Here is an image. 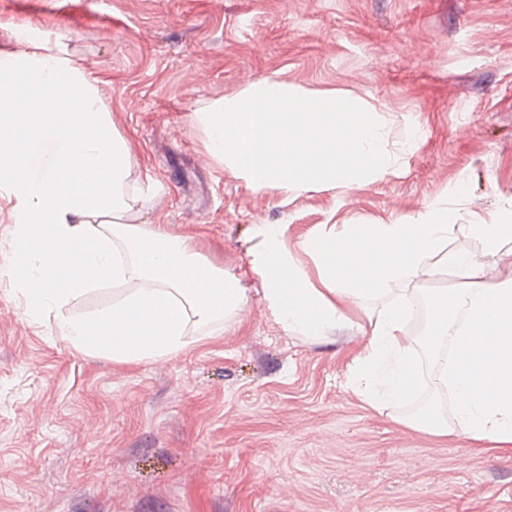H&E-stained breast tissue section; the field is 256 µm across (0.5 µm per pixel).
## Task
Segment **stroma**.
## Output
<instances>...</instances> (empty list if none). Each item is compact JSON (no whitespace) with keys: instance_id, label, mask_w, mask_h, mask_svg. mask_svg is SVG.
Wrapping results in <instances>:
<instances>
[{"instance_id":"obj_1","label":"stroma","mask_w":512,"mask_h":512,"mask_svg":"<svg viewBox=\"0 0 512 512\" xmlns=\"http://www.w3.org/2000/svg\"><path fill=\"white\" fill-rule=\"evenodd\" d=\"M51 32L89 66L134 216L193 240L251 290L243 317L193 328L177 356L126 363L75 349L30 315L9 278L15 200L0 191V512H512V457L402 425L448 391L440 360L399 408L347 383L362 310L323 336L285 334L251 261L264 233L290 248L322 225L392 224L447 209L450 247L512 209V0H0V52ZM276 78L376 112L398 162L344 189L255 191L213 161L203 102Z\"/></svg>"}]
</instances>
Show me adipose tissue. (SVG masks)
Masks as SVG:
<instances>
[{
	"mask_svg": "<svg viewBox=\"0 0 512 512\" xmlns=\"http://www.w3.org/2000/svg\"><path fill=\"white\" fill-rule=\"evenodd\" d=\"M49 94L57 109L39 97ZM107 109L91 72L51 35L0 54V188L16 200L11 278L33 314L50 313L77 349L127 363L178 354L191 342L190 325L236 316L249 303L245 288L205 262L189 239L161 227L125 223L127 213L157 209L153 187L129 191L123 141L106 124ZM55 150L33 174L45 135ZM448 213L427 210L418 223L347 224L320 230L300 248L315 266L307 272L280 233L267 236L252 269L262 299L284 333L315 338L366 297L384 303L357 325L363 345L349 384L375 409L408 402L422 384L418 350L451 345L459 361L438 378L450 388L453 415L438 406L405 417V426L512 448V210L469 225L484 248H449ZM500 269L484 283L488 262ZM460 278L459 287L425 295L422 335L407 330L404 287ZM121 285L122 296L88 317L68 306L89 290Z\"/></svg>",
	"mask_w": 512,
	"mask_h": 512,
	"instance_id": "ef3b65f1",
	"label": "adipose tissue"
}]
</instances>
